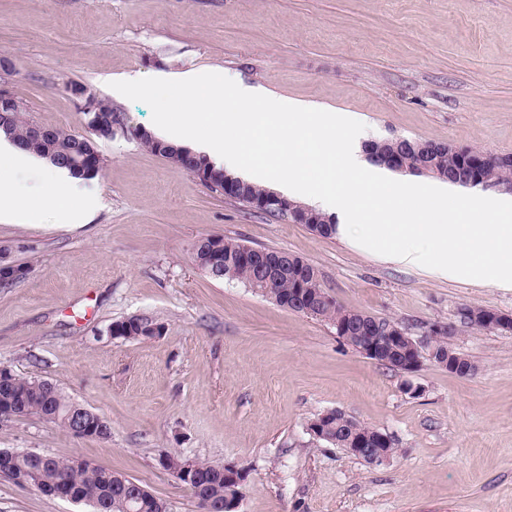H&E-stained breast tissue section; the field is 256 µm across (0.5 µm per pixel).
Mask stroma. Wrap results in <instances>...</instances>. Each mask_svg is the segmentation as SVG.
Returning a JSON list of instances; mask_svg holds the SVG:
<instances>
[{
	"label": "stroma",
	"instance_id": "obj_1",
	"mask_svg": "<svg viewBox=\"0 0 512 512\" xmlns=\"http://www.w3.org/2000/svg\"><path fill=\"white\" fill-rule=\"evenodd\" d=\"M0 73L27 120L84 129L70 82L153 130L143 102L110 82L228 71L269 92L344 112L365 138L407 137L512 153V0H0ZM104 161L71 226L0 223L26 277L0 288V367L57 385L103 415L108 439L37 416L0 420V450L79 457L198 512L160 459L244 469L239 512H512V334L461 322L464 306L512 314V289L436 281L211 190L129 135L97 142ZM224 235L313 265L346 309L415 337L448 325L477 371L424 364L412 377L356 352L333 324L275 305L193 264L192 245ZM148 314L166 333L110 336ZM419 386L406 392L405 382ZM339 410L388 433L396 454L368 465L316 440ZM0 512H91L0 477Z\"/></svg>",
	"mask_w": 512,
	"mask_h": 512
}]
</instances>
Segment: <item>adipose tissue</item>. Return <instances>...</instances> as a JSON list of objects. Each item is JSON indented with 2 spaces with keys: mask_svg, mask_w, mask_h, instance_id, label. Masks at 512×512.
I'll use <instances>...</instances> for the list:
<instances>
[{
  "mask_svg": "<svg viewBox=\"0 0 512 512\" xmlns=\"http://www.w3.org/2000/svg\"><path fill=\"white\" fill-rule=\"evenodd\" d=\"M41 180L25 191L15 188L7 178H0V221L33 222L45 201H52L62 213L72 206L69 186L73 181L67 170L43 164Z\"/></svg>",
  "mask_w": 512,
  "mask_h": 512,
  "instance_id": "ef3b65f1",
  "label": "adipose tissue"
}]
</instances>
